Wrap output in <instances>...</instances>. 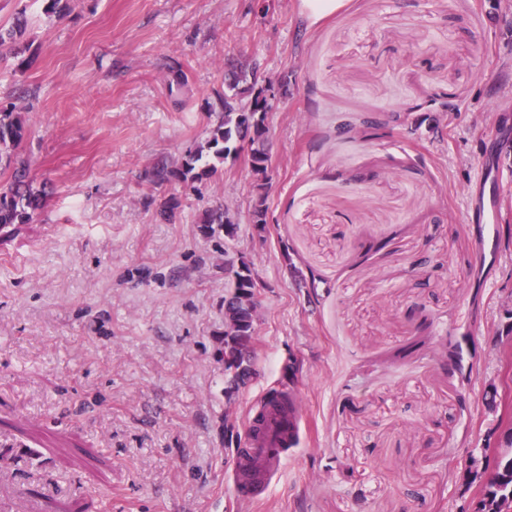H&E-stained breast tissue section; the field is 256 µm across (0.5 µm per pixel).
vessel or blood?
<instances>
[{
    "instance_id": "vessel-or-blood-1",
    "label": "vessel or blood",
    "mask_w": 512,
    "mask_h": 512,
    "mask_svg": "<svg viewBox=\"0 0 512 512\" xmlns=\"http://www.w3.org/2000/svg\"><path fill=\"white\" fill-rule=\"evenodd\" d=\"M298 434L297 417L275 404H268L251 418L247 446L238 459L243 475L234 483L239 499H252L267 476L280 470L285 451L297 440Z\"/></svg>"
}]
</instances>
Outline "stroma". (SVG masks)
Listing matches in <instances>:
<instances>
[{
	"label": "stroma",
	"mask_w": 512,
	"mask_h": 512,
	"mask_svg": "<svg viewBox=\"0 0 512 512\" xmlns=\"http://www.w3.org/2000/svg\"><path fill=\"white\" fill-rule=\"evenodd\" d=\"M46 7L0 0L29 19L0 104L27 107L48 191L0 239V512H475L469 458L511 440L512 246L477 218L489 175L512 226V0H350L313 28L299 0ZM228 57L277 84L261 227L248 152L197 191L151 181L205 142ZM220 204L225 248L199 228ZM228 255L263 285L234 391ZM291 375L299 439L237 499L231 460Z\"/></svg>",
	"instance_id": "35a3bbf8"
}]
</instances>
